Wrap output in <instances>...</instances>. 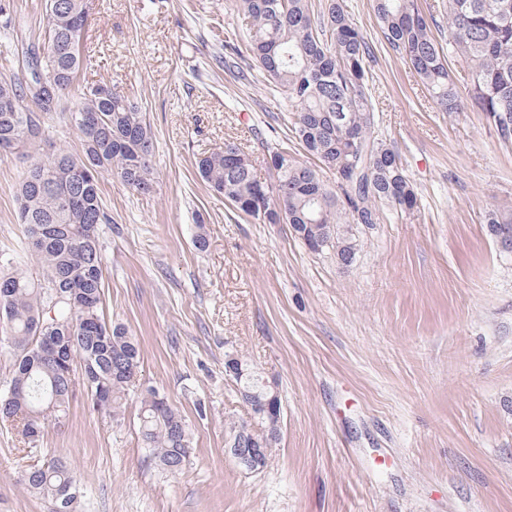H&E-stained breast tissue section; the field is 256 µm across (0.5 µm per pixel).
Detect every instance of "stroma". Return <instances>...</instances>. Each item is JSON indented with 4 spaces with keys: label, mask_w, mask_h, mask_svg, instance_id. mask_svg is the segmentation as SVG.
I'll list each match as a JSON object with an SVG mask.
<instances>
[{
    "label": "stroma",
    "mask_w": 512,
    "mask_h": 512,
    "mask_svg": "<svg viewBox=\"0 0 512 512\" xmlns=\"http://www.w3.org/2000/svg\"><path fill=\"white\" fill-rule=\"evenodd\" d=\"M11 2L20 24L0 29V79L23 77L21 47L47 26L45 0ZM346 2L373 48L375 133L418 207L381 205L343 267L290 225L242 216L197 173L224 142L259 160L285 136L270 123L287 101L260 74L224 69L237 32L224 0H90L88 64L45 124L55 146L80 152L69 115L104 82L151 125L152 191L110 172L100 181L112 218L100 227L103 311L138 340L142 384L187 420L190 459L176 475L156 465L137 396L112 419L79 389L36 445L0 423V512H50L19 483L46 455L80 481L78 512H512V253L486 225L488 210L512 209V142L485 113L440 111L385 44L372 0ZM40 156L0 158V251L36 279L15 211ZM230 355L281 402L279 439L256 472L228 451L230 422L251 415L224 373Z\"/></svg>",
    "instance_id": "stroma-1"
}]
</instances>
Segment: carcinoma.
<instances>
[{"label": "carcinoma", "instance_id": "obj_1", "mask_svg": "<svg viewBox=\"0 0 512 512\" xmlns=\"http://www.w3.org/2000/svg\"><path fill=\"white\" fill-rule=\"evenodd\" d=\"M48 29L56 51L28 52L24 71H40L48 88L35 93L28 80H0V158L24 155L47 143L44 117L62 110L63 95L81 69L80 45L87 0H64ZM241 22L240 40L228 55L248 57L264 80L288 101L285 118L293 141L336 175L330 189L318 170L293 162L266 167L258 179L249 155L233 142L197 161L200 177L238 212L263 224H289L309 250H334L337 263L356 260L359 238L352 224H374L379 205L409 213L417 196L395 152L374 136L376 105L369 92L372 47L352 22L344 0H224ZM387 46L416 75L443 112H484L500 137L512 140V0H448L426 14L420 0H373ZM445 23L448 47L433 29ZM466 69V94L448 70V56ZM84 93L70 122L81 152L53 149L26 170L16 198V220L25 228L28 256L41 265L37 282L0 253V341L9 344L14 372L0 392V420L28 443L45 420L67 415L69 397L82 385L93 409L112 418L122 412L140 372V348L125 326L105 321V282L99 226L109 222L100 192L105 172L116 173L137 193L153 188V133L143 113L110 87ZM489 235L512 241V214L491 210ZM235 382L250 393L254 417L265 424L231 422L230 447L256 438L272 450L278 420L271 394L247 361ZM143 444L161 468L183 470L188 426L160 394L141 393ZM31 493L51 501L54 512H74L82 487L67 462L44 458L23 471Z\"/></svg>", "mask_w": 512, "mask_h": 512}]
</instances>
